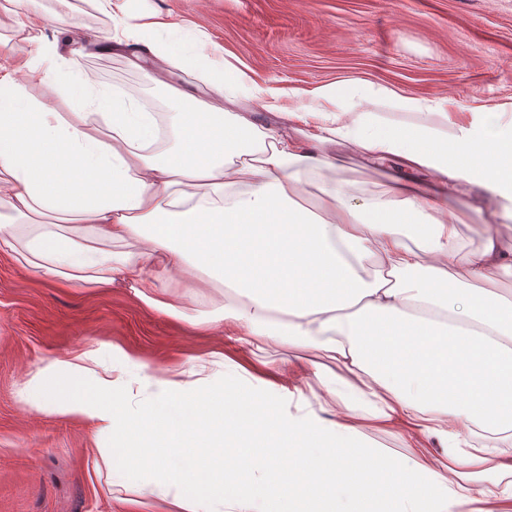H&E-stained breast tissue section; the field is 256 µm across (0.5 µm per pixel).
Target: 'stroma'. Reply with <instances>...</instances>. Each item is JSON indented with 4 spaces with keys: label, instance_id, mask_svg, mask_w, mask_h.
Listing matches in <instances>:
<instances>
[{
    "label": "stroma",
    "instance_id": "obj_1",
    "mask_svg": "<svg viewBox=\"0 0 512 512\" xmlns=\"http://www.w3.org/2000/svg\"><path fill=\"white\" fill-rule=\"evenodd\" d=\"M33 0L45 25L64 16L68 36L51 37L61 75H95L105 90H136L151 112L168 109L167 94L126 52L103 51L116 25L136 27L159 14L180 27L183 43L210 52L275 91H311L364 81L433 103L453 98L465 111L512 124V0ZM337 177L352 201L379 193L385 176L347 155ZM225 290L186 296V320L158 315L133 292L54 288L33 281L0 255V512H131L109 483L83 421L39 411L19 391L36 368L103 343L120 345L151 369H185L215 351L263 376L280 393L296 379L288 349H239L219 328L202 327L223 307Z\"/></svg>",
    "mask_w": 512,
    "mask_h": 512
}]
</instances>
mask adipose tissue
Here are the masks:
<instances>
[{"mask_svg":"<svg viewBox=\"0 0 512 512\" xmlns=\"http://www.w3.org/2000/svg\"><path fill=\"white\" fill-rule=\"evenodd\" d=\"M0 39V254L36 281L130 285L183 318L184 289L232 295L217 321L240 348L318 351L302 367V414L258 417L271 387L228 393L223 353L159 373L117 345L55 358L22 389L32 406L91 424L131 504L168 512H512V452L472 443L512 432V126L437 104L442 126L378 119L418 100L363 82L325 86L285 109L281 94L184 46L157 19L110 38L131 47L174 109L86 88L42 64V19ZM199 80L183 90L179 73ZM48 94L38 98L32 85ZM274 114L264 128L255 108ZM173 150H162L165 138ZM394 165L379 195L352 203L335 174L344 153ZM321 180L318 215L304 178ZM481 216V245L459 226ZM135 239L134 252L120 251ZM375 273L365 276V261ZM437 443L417 457L368 444L355 417Z\"/></svg>","mask_w":512,"mask_h":512,"instance_id":"adipose-tissue-1","label":"adipose tissue"}]
</instances>
